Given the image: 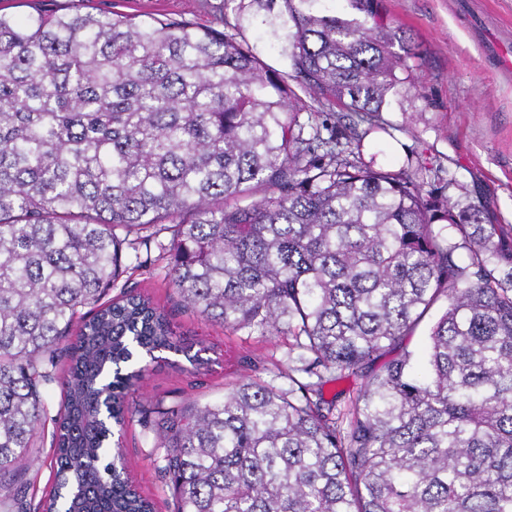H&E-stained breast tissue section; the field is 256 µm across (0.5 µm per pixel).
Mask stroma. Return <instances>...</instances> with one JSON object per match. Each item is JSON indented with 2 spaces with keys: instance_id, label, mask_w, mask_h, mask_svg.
Returning a JSON list of instances; mask_svg holds the SVG:
<instances>
[{
  "instance_id": "stroma-1",
  "label": "stroma",
  "mask_w": 512,
  "mask_h": 512,
  "mask_svg": "<svg viewBox=\"0 0 512 512\" xmlns=\"http://www.w3.org/2000/svg\"><path fill=\"white\" fill-rule=\"evenodd\" d=\"M94 5L139 15L186 17L211 25L224 0H92ZM385 22L398 27L416 56L403 83L389 97L383 115L387 132L364 141L365 160L397 170L408 151L443 165L456 188L485 205L489 221L512 227V73L496 69L486 48L502 43L512 31V0H374ZM271 24L253 7L243 8L240 33L262 59L281 69ZM169 266L156 249H140L135 269L124 282L151 297L167 312L183 351L161 353L131 393L140 413L124 428L123 464L135 488L156 512L175 507L169 476L163 470L157 436L167 409L222 400L234 383L247 376L271 381L286 368L289 337L244 331L232 334L184 306L169 284ZM202 365H194L193 355ZM25 478L27 512H37L53 488L54 457L50 436L30 451Z\"/></svg>"
}]
</instances>
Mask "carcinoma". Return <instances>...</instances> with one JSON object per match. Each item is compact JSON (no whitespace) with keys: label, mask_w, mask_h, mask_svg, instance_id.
Returning <instances> with one entry per match:
<instances>
[{"label":"carcinoma","mask_w":512,"mask_h":512,"mask_svg":"<svg viewBox=\"0 0 512 512\" xmlns=\"http://www.w3.org/2000/svg\"><path fill=\"white\" fill-rule=\"evenodd\" d=\"M315 2L277 15L289 72L226 14L0 13L1 502L25 512L15 484L49 422L42 512H154L112 438L137 414L128 365L180 342L150 298H102L123 249L169 230L187 307L293 339L288 388L241 379L165 412L176 512H512V230L451 202L440 164L363 160L410 49L373 0L350 18ZM442 300L422 354L366 375L344 419L324 386Z\"/></svg>","instance_id":"1"}]
</instances>
